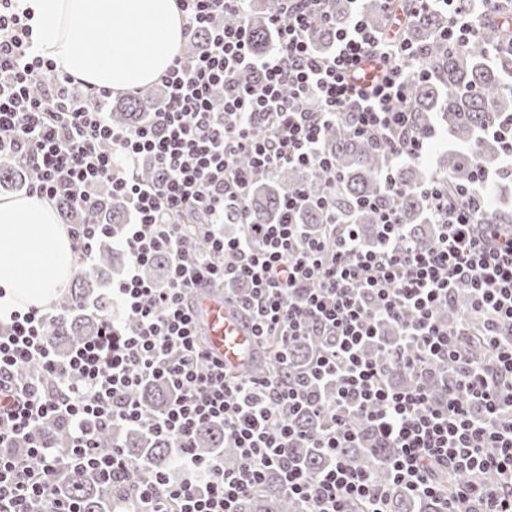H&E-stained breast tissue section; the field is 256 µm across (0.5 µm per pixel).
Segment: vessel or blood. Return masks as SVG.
Listing matches in <instances>:
<instances>
[{"mask_svg":"<svg viewBox=\"0 0 512 512\" xmlns=\"http://www.w3.org/2000/svg\"><path fill=\"white\" fill-rule=\"evenodd\" d=\"M197 324L207 336L209 351L231 366H239L249 359L253 347L251 332L222 294L201 288L193 304Z\"/></svg>","mask_w":512,"mask_h":512,"instance_id":"obj_1","label":"vessel or blood"}]
</instances>
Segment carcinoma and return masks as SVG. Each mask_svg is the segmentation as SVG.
Masks as SVG:
<instances>
[{
    "label": "carcinoma",
    "instance_id": "carcinoma-1",
    "mask_svg": "<svg viewBox=\"0 0 512 512\" xmlns=\"http://www.w3.org/2000/svg\"><path fill=\"white\" fill-rule=\"evenodd\" d=\"M403 3L394 0L385 9L376 0H369L365 9L370 21L381 26L389 13H401ZM276 8L275 0H250L246 3L254 50L263 54L271 47L270 17ZM352 5L348 0H330L329 9L333 25L323 27L314 34V43L323 52L333 46L335 28L343 26ZM439 4L427 13H417L408 31L412 43L421 49L414 56L397 55L394 62L407 71L419 72L410 86V106L415 115V130L430 134L441 130L445 138L436 143L435 154L439 157L438 169L434 170L421 161L407 162L395 171L401 191L387 197L389 203L399 208L402 216V232L412 246L428 248L435 243L425 200L421 189L436 176L448 180V202L455 200L457 187L472 188L483 198L487 215L494 224H512V213L500 206L498 187L478 180L471 145L477 146L480 167L488 171L501 168L504 153L502 143L482 139L484 129L507 113H512V35L498 27L486 24L480 34L456 49L445 39L446 21ZM164 100V90L147 86L140 94L128 101L112 104L108 118L119 127H135L147 120L150 113L159 108ZM322 150L336 160L344 180L336 189V215L359 225L362 243L374 244L381 228L376 224L375 213L362 206L367 198L383 194L380 173L386 165V151L372 143L349 134L346 124L338 123L330 128L322 142ZM34 180V173L18 165L10 155L0 157V186L7 184L14 191H23ZM304 188L310 196V204L301 215L305 224H319L322 213L316 200L326 191L325 178L317 171L302 167H281L274 176L255 185L248 200V211L254 224H269L279 212L280 203L288 192L296 187ZM128 215L123 201L117 197H105V208L93 213H78L69 206L63 207V216L70 224H110L112 237L105 239L97 248L93 268L90 271L78 265L72 268L75 287L61 295L56 305L64 315L54 321L47 331L49 347L54 356L63 359L70 355L73 346L96 336L101 317L108 310L101 302L103 288L99 274H120L122 265L116 259L113 238L120 236L122 224ZM168 257L160 253L144 269L145 277L163 284ZM470 308L466 287L457 288L452 302L440 316L450 323H460ZM319 339L315 336L293 344L289 349L290 369L304 366L315 352ZM265 351L257 354L246 371L256 375H273L280 372L277 358L278 340L271 337L264 344ZM139 397L149 412L157 413L168 403L170 390L166 384L156 381L145 385ZM41 439L55 448L56 453L69 456L68 431L44 428ZM119 443L126 454L135 460H146L153 468L175 479L181 473V459L172 442L165 437L147 436L132 427H116L98 435L97 445L102 452ZM195 452L206 457L214 452L224 453L225 465H239L236 450L224 443V426H205L194 439ZM298 454L307 469L316 473L330 463V458L314 449L299 448ZM341 452L358 468L373 475L378 482L390 480V473L380 464L390 449L376 444L369 431H364L361 441ZM61 497L77 503L79 512H108L112 500V485L91 476L81 475L61 487ZM439 504L431 499L423 503L413 502L409 496L397 490L389 503L391 512H436ZM241 512H299L300 506L286 491L278 471H269L265 488L244 498Z\"/></svg>",
    "mask_w": 512,
    "mask_h": 512
}]
</instances>
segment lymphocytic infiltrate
I'll use <instances>...</instances> for the list:
<instances>
[{"label":"lymphocytic infiltrate","instance_id":"lymphocytic-infiltrate-1","mask_svg":"<svg viewBox=\"0 0 512 512\" xmlns=\"http://www.w3.org/2000/svg\"><path fill=\"white\" fill-rule=\"evenodd\" d=\"M484 2L477 15L449 10L450 41L467 43L488 22L512 28V11ZM243 3L178 0L189 30L208 37L193 61L176 57L161 76L168 99L151 121L129 129L106 118L111 91L90 86L73 95V78L38 55L19 0H0V154L35 170L30 194L92 209L108 190L126 198L131 214L121 232L129 265L112 286L123 321L103 315L97 335L61 362L46 336L60 309L0 318V512H76L58 484L86 472L111 483L112 512H239L272 469L303 512H353L358 503L389 512L397 487L438 500L439 512H458L462 499L474 512H512V224L481 223L482 201L469 189L449 203L439 177L422 190L437 228L428 249L406 243L396 207L369 201L383 230L380 245L369 247L333 205L342 175L322 151L329 124L347 120L352 136L384 144L393 163L423 155L427 138L413 133L408 108L412 75L392 61L404 18L377 30L353 7L323 55L313 35L330 23L328 0H279L275 40L259 57ZM226 14L238 22L214 26ZM365 61L376 71L367 85ZM285 165L325 176L323 235L308 236L299 222L301 189L283 199L276 223H249L254 183ZM147 168L153 179L144 178ZM190 215L207 230L206 252L190 246ZM229 220L243 225L242 235L225 236ZM159 253L169 258L161 287L140 274ZM227 281L247 286L233 306L256 344L324 337L306 373L241 377L211 356L190 301L200 286ZM461 283L491 359L473 357L468 329L438 317ZM385 319L398 323L402 346L374 358L365 346ZM396 368L415 375V385H390ZM153 379L172 390L156 415L137 396ZM301 415L328 424L308 433L295 423ZM213 422L239 451L236 469L222 455L193 450L196 432ZM57 425L72 437L66 459L31 437ZM116 425L169 438L182 477L131 460L117 444L100 453L98 434ZM365 426L393 451L390 483L341 454ZM298 446L322 449L333 462L309 472ZM450 468L474 475L452 498L437 484Z\"/></svg>","mask_w":512,"mask_h":512}]
</instances>
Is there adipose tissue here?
Wrapping results in <instances>:
<instances>
[{"label":"adipose tissue","mask_w":512,"mask_h":512,"mask_svg":"<svg viewBox=\"0 0 512 512\" xmlns=\"http://www.w3.org/2000/svg\"><path fill=\"white\" fill-rule=\"evenodd\" d=\"M44 58L75 80L112 92L154 83L188 32L176 0H24ZM99 37L78 42L84 28ZM73 241L51 201L0 198V315L41 308L66 288Z\"/></svg>","instance_id":"ef3b65f1"}]
</instances>
